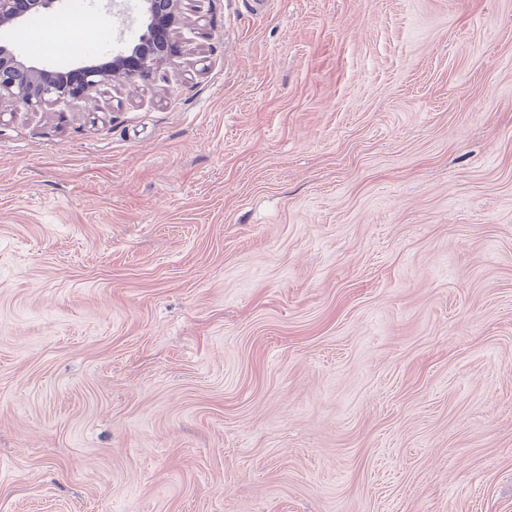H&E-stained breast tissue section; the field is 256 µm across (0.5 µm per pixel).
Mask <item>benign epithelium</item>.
<instances>
[{
    "label": "benign epithelium",
    "instance_id": "7a95c632",
    "mask_svg": "<svg viewBox=\"0 0 512 512\" xmlns=\"http://www.w3.org/2000/svg\"><path fill=\"white\" fill-rule=\"evenodd\" d=\"M56 0H0V26L19 23L32 14L50 19ZM147 33L130 53L120 54L112 63L81 65L72 70L76 79L66 80L55 71L27 66L6 47L0 46V97L8 95L37 107L68 97L88 95L119 72L130 82H148L160 66L180 52L172 32L176 10L174 0H144Z\"/></svg>",
    "mask_w": 512,
    "mask_h": 512
}]
</instances>
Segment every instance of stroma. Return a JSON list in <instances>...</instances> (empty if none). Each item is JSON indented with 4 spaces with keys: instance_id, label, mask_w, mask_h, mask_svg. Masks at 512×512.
Wrapping results in <instances>:
<instances>
[{
    "instance_id": "1",
    "label": "stroma",
    "mask_w": 512,
    "mask_h": 512,
    "mask_svg": "<svg viewBox=\"0 0 512 512\" xmlns=\"http://www.w3.org/2000/svg\"><path fill=\"white\" fill-rule=\"evenodd\" d=\"M177 9L0 99V512H512V0ZM147 33L129 54H120L106 66L81 65L72 70L76 79L66 80L56 71L26 66L6 47L0 46V98L8 95L37 107L68 97L88 95L120 72L130 82L151 81L160 66L179 52L172 32L176 10L173 0H144Z\"/></svg>"
}]
</instances>
